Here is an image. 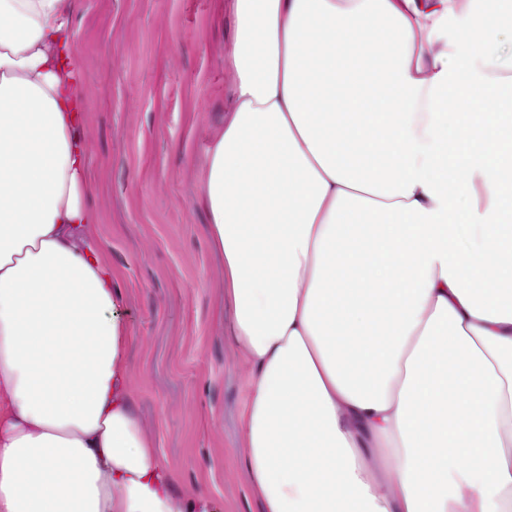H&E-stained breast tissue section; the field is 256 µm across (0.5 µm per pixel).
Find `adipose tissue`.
<instances>
[{
  "label": "adipose tissue",
  "instance_id": "ef3b65f1",
  "mask_svg": "<svg viewBox=\"0 0 512 512\" xmlns=\"http://www.w3.org/2000/svg\"><path fill=\"white\" fill-rule=\"evenodd\" d=\"M73 0H0V512H221L137 412ZM199 163L260 512H512V0H224Z\"/></svg>",
  "mask_w": 512,
  "mask_h": 512
}]
</instances>
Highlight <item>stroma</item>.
<instances>
[{"label":"stroma","instance_id":"stroma-1","mask_svg":"<svg viewBox=\"0 0 512 512\" xmlns=\"http://www.w3.org/2000/svg\"><path fill=\"white\" fill-rule=\"evenodd\" d=\"M98 242L133 340V397L181 491L260 512L236 448L248 399L196 164L224 116V0H76Z\"/></svg>","mask_w":512,"mask_h":512}]
</instances>
